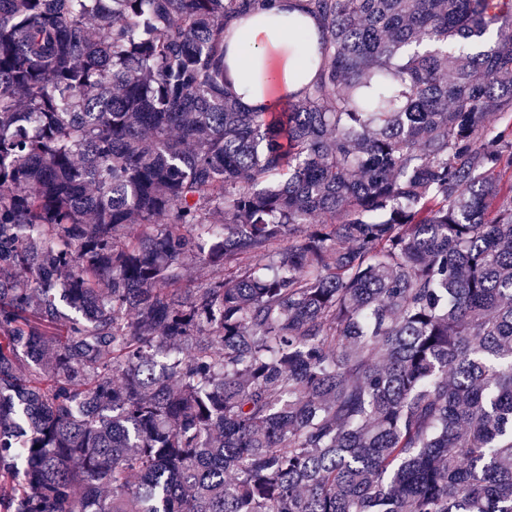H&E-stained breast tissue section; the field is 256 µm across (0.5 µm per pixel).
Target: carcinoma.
Returning a JSON list of instances; mask_svg holds the SVG:
<instances>
[{"label": "carcinoma", "instance_id": "carcinoma-1", "mask_svg": "<svg viewBox=\"0 0 512 512\" xmlns=\"http://www.w3.org/2000/svg\"><path fill=\"white\" fill-rule=\"evenodd\" d=\"M267 5L0 0V512H512V12ZM292 0H275L267 9L243 22L249 59L235 61L241 38L234 36L228 46L225 86L241 103L254 111H266L284 102L285 94L301 87L304 70V43L288 29V19L296 16ZM284 105L271 111L280 112Z\"/></svg>", "mask_w": 512, "mask_h": 512}]
</instances>
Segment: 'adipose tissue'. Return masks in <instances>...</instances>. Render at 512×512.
Returning a JSON list of instances; mask_svg holds the SVG:
<instances>
[{
    "label": "adipose tissue",
    "instance_id": "1",
    "mask_svg": "<svg viewBox=\"0 0 512 512\" xmlns=\"http://www.w3.org/2000/svg\"><path fill=\"white\" fill-rule=\"evenodd\" d=\"M296 10L292 0H271L267 9L243 22L240 37L230 40L225 85L241 103L266 111L299 90L304 43L289 29Z\"/></svg>",
    "mask_w": 512,
    "mask_h": 512
}]
</instances>
